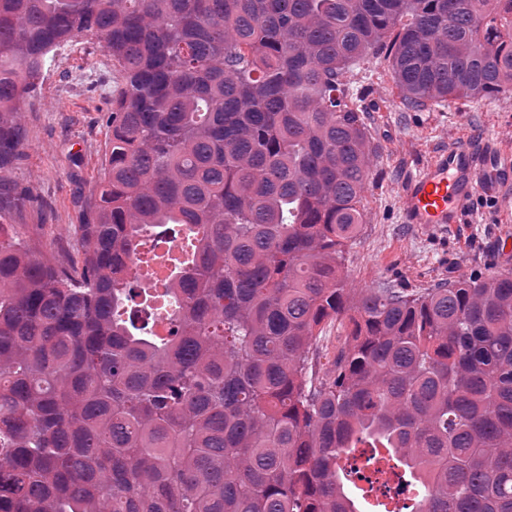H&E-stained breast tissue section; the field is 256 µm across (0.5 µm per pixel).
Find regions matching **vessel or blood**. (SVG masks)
<instances>
[{
	"label": "vessel or blood",
	"instance_id": "b4317fda",
	"mask_svg": "<svg viewBox=\"0 0 512 512\" xmlns=\"http://www.w3.org/2000/svg\"><path fill=\"white\" fill-rule=\"evenodd\" d=\"M512 170V154L493 144H452L437 151L400 188L405 223L429 231L461 224L472 216L471 201L482 188L484 172Z\"/></svg>",
	"mask_w": 512,
	"mask_h": 512
}]
</instances>
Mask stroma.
<instances>
[{
  "instance_id": "1",
  "label": "stroma",
  "mask_w": 512,
  "mask_h": 512,
  "mask_svg": "<svg viewBox=\"0 0 512 512\" xmlns=\"http://www.w3.org/2000/svg\"><path fill=\"white\" fill-rule=\"evenodd\" d=\"M351 87L364 90L365 122L378 147L364 193L365 220L342 269L349 287L431 288L476 275L512 272V207H503L485 173L471 222L431 233L404 223L399 186L442 148L483 138L512 150V98L458 99L423 112L400 109L383 59L356 65ZM120 75L96 41L79 37L46 64L23 119L24 147L4 179L31 203L15 212V232L36 251L77 262L75 233L102 171L107 115Z\"/></svg>"
}]
</instances>
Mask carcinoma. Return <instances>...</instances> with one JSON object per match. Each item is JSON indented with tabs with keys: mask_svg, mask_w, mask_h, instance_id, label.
<instances>
[{
	"mask_svg": "<svg viewBox=\"0 0 512 512\" xmlns=\"http://www.w3.org/2000/svg\"><path fill=\"white\" fill-rule=\"evenodd\" d=\"M78 36L123 83L81 267L0 195V512H363L361 448L412 512H512V274L340 271L376 153L345 74L383 59L408 110L511 95L512 0H0V173ZM345 334V328L339 321L325 325L323 333L314 346V354L318 361L317 368L319 364L326 363L327 358L334 357L344 342Z\"/></svg>",
	"mask_w": 512,
	"mask_h": 512,
	"instance_id": "obj_1",
	"label": "carcinoma"
}]
</instances>
